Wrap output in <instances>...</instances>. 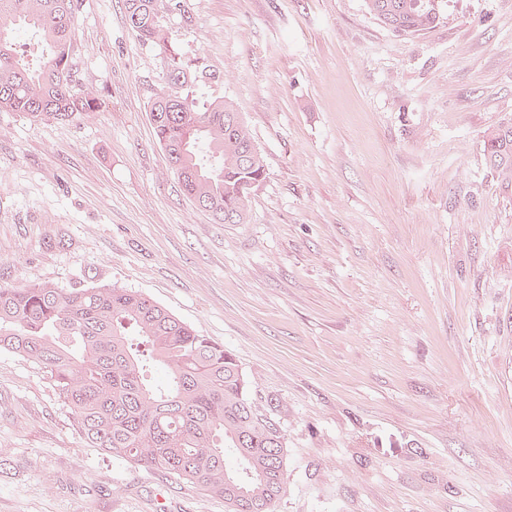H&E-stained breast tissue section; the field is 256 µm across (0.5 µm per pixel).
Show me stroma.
I'll return each instance as SVG.
<instances>
[{
    "label": "stroma",
    "mask_w": 512,
    "mask_h": 512,
    "mask_svg": "<svg viewBox=\"0 0 512 512\" xmlns=\"http://www.w3.org/2000/svg\"><path fill=\"white\" fill-rule=\"evenodd\" d=\"M399 37L363 0H180L266 176L242 224L184 195L149 103L164 60L125 0H82L91 119L0 112V285L144 293L235 354L287 450L275 512H512V0ZM225 512L86 447L43 369L0 351V512ZM487 161L504 189L512 188V123H502L484 137Z\"/></svg>",
    "instance_id": "obj_1"
}]
</instances>
